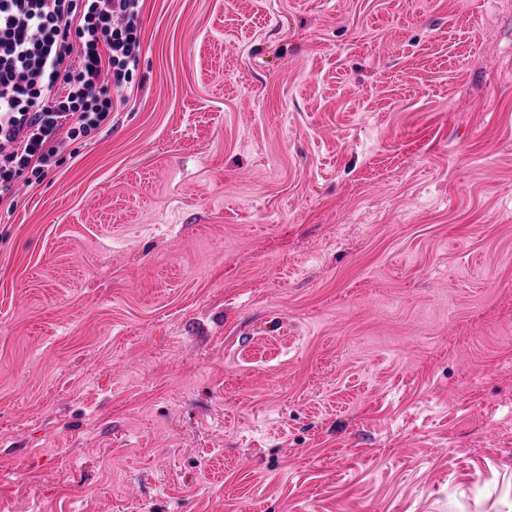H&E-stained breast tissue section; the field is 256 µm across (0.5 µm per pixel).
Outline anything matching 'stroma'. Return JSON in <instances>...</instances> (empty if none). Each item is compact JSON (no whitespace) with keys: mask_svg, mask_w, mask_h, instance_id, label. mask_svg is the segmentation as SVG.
Masks as SVG:
<instances>
[{"mask_svg":"<svg viewBox=\"0 0 512 512\" xmlns=\"http://www.w3.org/2000/svg\"><path fill=\"white\" fill-rule=\"evenodd\" d=\"M0 205V512H512V0H144Z\"/></svg>","mask_w":512,"mask_h":512,"instance_id":"35a3bbf8","label":"stroma"}]
</instances>
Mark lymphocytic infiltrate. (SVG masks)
Instances as JSON below:
<instances>
[{
  "label": "lymphocytic infiltrate",
  "instance_id": "f902f5d3",
  "mask_svg": "<svg viewBox=\"0 0 512 512\" xmlns=\"http://www.w3.org/2000/svg\"><path fill=\"white\" fill-rule=\"evenodd\" d=\"M143 0H0V201L94 139L142 49Z\"/></svg>",
  "mask_w": 512,
  "mask_h": 512
}]
</instances>
